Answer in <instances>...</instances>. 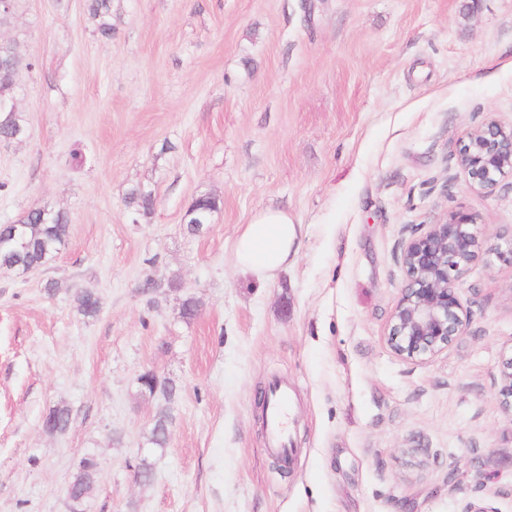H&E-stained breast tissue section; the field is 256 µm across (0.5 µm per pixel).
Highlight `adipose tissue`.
Returning a JSON list of instances; mask_svg holds the SVG:
<instances>
[{
  "label": "adipose tissue",
  "mask_w": 512,
  "mask_h": 512,
  "mask_svg": "<svg viewBox=\"0 0 512 512\" xmlns=\"http://www.w3.org/2000/svg\"><path fill=\"white\" fill-rule=\"evenodd\" d=\"M301 231L287 211L267 208L257 212L237 238L238 267L258 279L271 278L287 266Z\"/></svg>",
  "instance_id": "adipose-tissue-1"
}]
</instances>
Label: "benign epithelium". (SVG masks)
<instances>
[{
    "mask_svg": "<svg viewBox=\"0 0 512 512\" xmlns=\"http://www.w3.org/2000/svg\"><path fill=\"white\" fill-rule=\"evenodd\" d=\"M456 164L471 187L493 190L500 178L512 174V126L493 119L482 122L460 144ZM486 254L512 257V238L493 243L472 221L456 214L405 243L400 255L405 286L388 337L397 356L426 363L464 333L468 311L459 284ZM498 395L504 409L512 412V361L502 372Z\"/></svg>",
    "mask_w": 512,
    "mask_h": 512,
    "instance_id": "1",
    "label": "benign epithelium"
}]
</instances>
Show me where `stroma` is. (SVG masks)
I'll return each mask as SVG.
<instances>
[{
    "label": "stroma",
    "instance_id": "obj_1",
    "mask_svg": "<svg viewBox=\"0 0 512 512\" xmlns=\"http://www.w3.org/2000/svg\"><path fill=\"white\" fill-rule=\"evenodd\" d=\"M112 25L88 0H14L0 23L27 128L0 140V224L70 218L48 265L0 271V512H72L86 455L84 512H512V261L472 266L469 329L432 361L388 344L405 241L453 213L512 236V175L487 194L455 159L485 118L512 125V0H112ZM204 193L221 205L192 235ZM267 207L303 232L260 284L233 252ZM146 371L174 397L140 393ZM274 381L286 464L258 403ZM89 13L97 22V33L105 39H111L112 27V0H89ZM288 400V387L273 384L266 400L267 450L272 456H285L291 452V448H288V430L286 426ZM98 469L97 460L92 456L82 457L76 467V473L67 488V495L74 509L77 504L84 502L89 494Z\"/></svg>",
    "mask_w": 512,
    "mask_h": 512
}]
</instances>
